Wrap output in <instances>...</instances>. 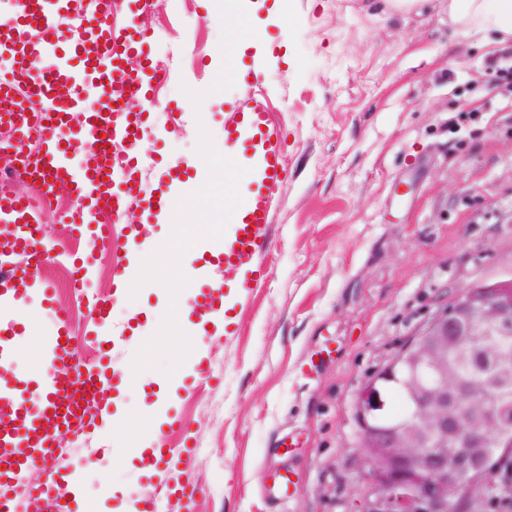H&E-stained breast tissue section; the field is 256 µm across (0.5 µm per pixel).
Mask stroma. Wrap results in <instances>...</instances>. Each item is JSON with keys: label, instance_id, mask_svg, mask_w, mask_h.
<instances>
[{"label": "stroma", "instance_id": "stroma-1", "mask_svg": "<svg viewBox=\"0 0 512 512\" xmlns=\"http://www.w3.org/2000/svg\"><path fill=\"white\" fill-rule=\"evenodd\" d=\"M246 5L257 36L235 64L251 79L198 109L180 87L205 89L220 70L215 0H150L143 14L167 74L145 128L147 191L163 189L175 163L203 167L198 124L223 149L232 103L262 99L287 137L265 280L228 332L194 342L210 384L186 390L192 368L175 381L131 376L168 295L149 284L135 300L113 299L105 248L79 242L95 253L83 297L68 286L66 255L40 267L50 294L26 295L40 338L56 334L53 311L66 308L84 357L95 338L110 340L127 374L86 439L59 440L88 512H139L164 482L196 485L192 512H352L366 478L360 392L465 287L512 277V92L496 79L512 44L460 30L447 0L409 11L391 0H288L283 17L276 0ZM108 297L111 315L92 322ZM115 418L132 425L128 441L108 434ZM150 428L167 447L196 444L194 463L146 473L137 447ZM104 445L111 453L97 455Z\"/></svg>", "mask_w": 512, "mask_h": 512}]
</instances>
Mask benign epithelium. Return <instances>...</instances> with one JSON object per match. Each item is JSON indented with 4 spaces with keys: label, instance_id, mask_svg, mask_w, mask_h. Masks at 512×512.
<instances>
[{
    "label": "benign epithelium",
    "instance_id": "1",
    "mask_svg": "<svg viewBox=\"0 0 512 512\" xmlns=\"http://www.w3.org/2000/svg\"><path fill=\"white\" fill-rule=\"evenodd\" d=\"M482 324L512 325L511 280L466 287L387 365L386 374L404 363L419 372L408 385L409 421L387 432L374 428L386 393L374 377L359 394L370 473L357 512H474L495 485L493 473L473 466L499 434L494 402L463 385L448 363V350Z\"/></svg>",
    "mask_w": 512,
    "mask_h": 512
}]
</instances>
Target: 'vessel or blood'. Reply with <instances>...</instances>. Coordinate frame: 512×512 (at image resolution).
Here are the masks:
<instances>
[{
    "label": "vessel or blood",
    "mask_w": 512,
    "mask_h": 512,
    "mask_svg": "<svg viewBox=\"0 0 512 512\" xmlns=\"http://www.w3.org/2000/svg\"><path fill=\"white\" fill-rule=\"evenodd\" d=\"M130 19L117 28L111 17L117 0H0V122L14 131L8 150L23 156L25 143L37 138L41 157L29 171L43 198L66 187L72 206L57 223L72 236H91L116 249L113 225L122 223L131 204L144 210L173 209L189 191L186 171L176 169L166 193H145L141 180L143 127L153 108L151 89L163 78L151 57L152 33L138 22L148 0H126ZM225 142L242 144L253 153L255 185L233 215V238L225 242L224 278L248 293L263 272L261 258L271 247L275 193L281 183L283 133L273 125L265 104L242 101L224 115ZM123 146V164L112 149ZM111 223H104L102 213ZM49 247L32 199L0 194V304L14 300L17 279L40 287L39 267ZM14 255L27 258L24 268L4 266ZM28 314L0 319V512H17L15 490L33 470L39 486L27 500L47 505L48 512H81L72 479L46 467L56 453L59 431L70 426L62 406L79 414L87 388L112 375L109 362L88 368L73 355L67 331L47 343V358L36 379L18 378L7 362L13 339L24 333ZM194 447L157 448L152 463L165 469L187 467Z\"/></svg>",
    "instance_id": "vessel-or-blood-1"
}]
</instances>
